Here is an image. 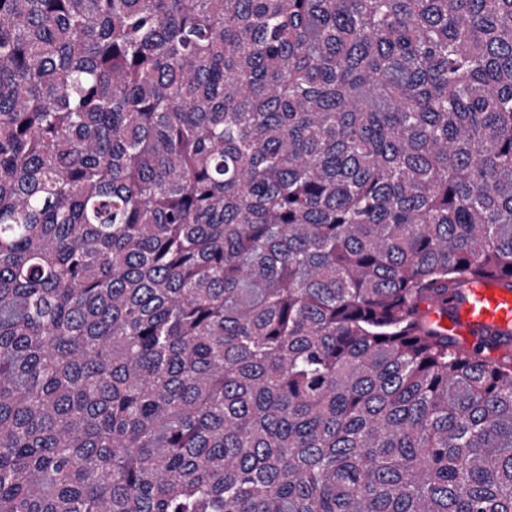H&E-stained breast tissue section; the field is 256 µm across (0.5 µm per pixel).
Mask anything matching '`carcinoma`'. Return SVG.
<instances>
[{
	"label": "carcinoma",
	"instance_id": "obj_1",
	"mask_svg": "<svg viewBox=\"0 0 512 512\" xmlns=\"http://www.w3.org/2000/svg\"><path fill=\"white\" fill-rule=\"evenodd\" d=\"M512 0H0V512H512ZM466 300L457 305L448 319L436 312L430 317L465 344L475 343L479 333L512 330V291L498 280H482L466 288Z\"/></svg>",
	"mask_w": 512,
	"mask_h": 512
}]
</instances>
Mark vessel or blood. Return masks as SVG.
Instances as JSON below:
<instances>
[{"instance_id":"obj_1","label":"vessel or blood","mask_w":512,"mask_h":512,"mask_svg":"<svg viewBox=\"0 0 512 512\" xmlns=\"http://www.w3.org/2000/svg\"><path fill=\"white\" fill-rule=\"evenodd\" d=\"M441 324L461 342H477L479 333L512 330V290L501 281L482 280L470 284L466 299Z\"/></svg>"}]
</instances>
